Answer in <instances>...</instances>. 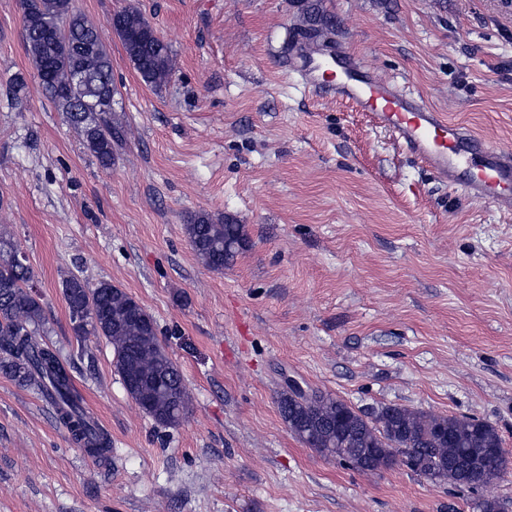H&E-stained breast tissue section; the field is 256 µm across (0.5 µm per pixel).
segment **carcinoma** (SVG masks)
<instances>
[{"label":"carcinoma","instance_id":"obj_1","mask_svg":"<svg viewBox=\"0 0 512 512\" xmlns=\"http://www.w3.org/2000/svg\"><path fill=\"white\" fill-rule=\"evenodd\" d=\"M110 21L143 82L167 83L175 70L173 54L141 13L124 7ZM23 36L39 86L61 102L97 161L112 165L125 129L112 122L115 86L102 28L75 12L71 0H23ZM185 232L196 256L214 271L233 263L247 242L243 225L206 212L194 215ZM62 291L74 334L105 339L122 382L135 373L145 377L142 390L132 395L142 411L162 426L180 425L192 398L157 329L143 327L155 323L153 316L144 309L130 311L131 296L107 281L91 287L70 277ZM44 327L30 267L18 250L0 244V372L41 395L76 444L107 460L112 439L85 408L58 354L41 339ZM278 408L291 430L312 436L316 450L364 473L379 470L393 453L411 471L459 487L487 486L507 471L497 429L475 417L399 405L369 414L329 395L301 405L286 392Z\"/></svg>","mask_w":512,"mask_h":512}]
</instances>
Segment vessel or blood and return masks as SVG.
<instances>
[{"label": "vessel or blood", "instance_id": "obj_1", "mask_svg": "<svg viewBox=\"0 0 512 512\" xmlns=\"http://www.w3.org/2000/svg\"><path fill=\"white\" fill-rule=\"evenodd\" d=\"M303 84L368 113L408 153L475 200L512 193V151L497 147L414 94L362 70L344 55L308 57L298 68Z\"/></svg>", "mask_w": 512, "mask_h": 512}]
</instances>
